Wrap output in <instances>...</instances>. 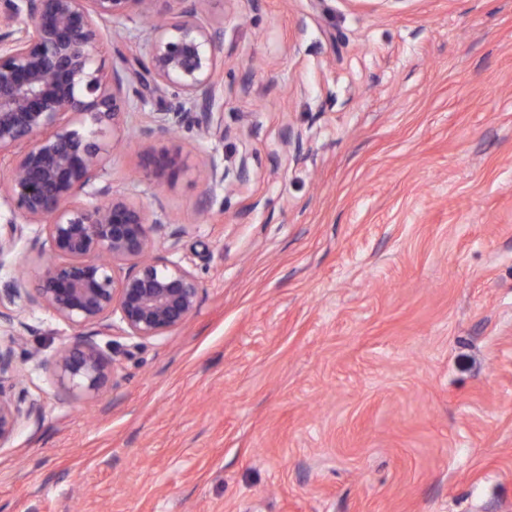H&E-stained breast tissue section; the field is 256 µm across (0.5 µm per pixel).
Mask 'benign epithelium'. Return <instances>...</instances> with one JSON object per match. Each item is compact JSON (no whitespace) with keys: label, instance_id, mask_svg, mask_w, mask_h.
Returning <instances> with one entry per match:
<instances>
[{"label":"benign epithelium","instance_id":"obj_1","mask_svg":"<svg viewBox=\"0 0 512 512\" xmlns=\"http://www.w3.org/2000/svg\"><path fill=\"white\" fill-rule=\"evenodd\" d=\"M158 0H0V162H8L4 199L44 226L38 288L32 301L80 331L53 359L60 391L92 398L113 377L107 348L83 329H117L142 341L164 336L197 309L200 281L178 261L153 254L158 218L100 184L109 153L107 129L122 122L123 84L131 79L191 102L195 123L208 133L221 32L198 20L199 0H176L166 11L144 57L119 72L103 73L96 56L102 23L133 12L148 14ZM147 174L175 175V160L150 162ZM27 294V280L0 289V320ZM119 324H114L113 317ZM17 338L0 346V447L22 421L41 410L19 382Z\"/></svg>","mask_w":512,"mask_h":512}]
</instances>
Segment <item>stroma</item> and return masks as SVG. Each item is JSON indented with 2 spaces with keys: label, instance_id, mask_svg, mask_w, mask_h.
I'll return each mask as SVG.
<instances>
[{
  "label": "stroma",
  "instance_id": "35a3bbf8",
  "mask_svg": "<svg viewBox=\"0 0 512 512\" xmlns=\"http://www.w3.org/2000/svg\"><path fill=\"white\" fill-rule=\"evenodd\" d=\"M220 133L125 86L104 175L195 271L196 311L62 394L73 329L0 332L42 407L0 447V512H512V0H200ZM105 69L150 18L105 24ZM175 154L156 186L151 158ZM242 178L213 179L211 165ZM21 224L0 288L36 284Z\"/></svg>",
  "mask_w": 512,
  "mask_h": 512
}]
</instances>
